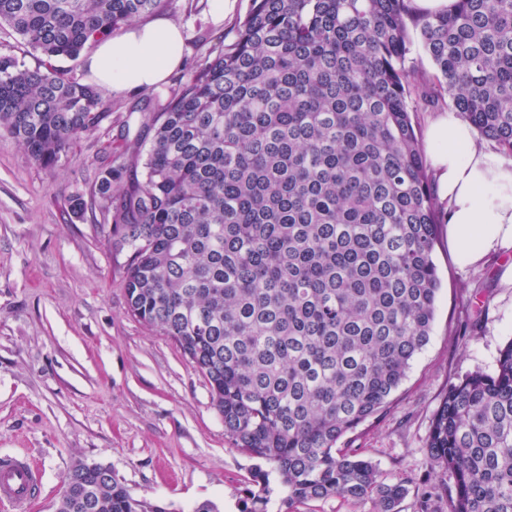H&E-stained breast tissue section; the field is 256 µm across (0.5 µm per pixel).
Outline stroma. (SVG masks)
<instances>
[{"label":"stroma","mask_w":512,"mask_h":512,"mask_svg":"<svg viewBox=\"0 0 512 512\" xmlns=\"http://www.w3.org/2000/svg\"><path fill=\"white\" fill-rule=\"evenodd\" d=\"M207 0H172L165 16L186 34L184 70L165 97L245 15L236 0L222 25L203 22ZM110 115L54 170L0 137V455L28 452L42 472L31 512H56L62 478L79 459L107 466L136 498L192 512L210 500L243 512L253 458L235 448L208 386L158 329L126 312L129 250L112 248L98 211L69 216L68 200L91 198L105 164L121 165L123 135L138 130V92L103 91ZM434 260L441 278L428 344L411 362L388 409L347 434L390 480L431 478L426 442L450 381L492 371L512 340V249L460 265L448 238Z\"/></svg>","instance_id":"1"}]
</instances>
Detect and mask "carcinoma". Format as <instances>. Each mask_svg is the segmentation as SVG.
Listing matches in <instances>:
<instances>
[{
    "label": "carcinoma",
    "instance_id": "1",
    "mask_svg": "<svg viewBox=\"0 0 512 512\" xmlns=\"http://www.w3.org/2000/svg\"><path fill=\"white\" fill-rule=\"evenodd\" d=\"M169 0H0V29L37 54L0 55V132L45 170L109 116L75 60ZM420 45L431 75L411 60ZM452 108L512 158V0H251L232 39L150 113L129 163L100 169L91 201L131 250L128 312L174 340L207 381L224 433L255 468L244 512L337 496L399 512L388 482L337 443L381 414L427 344L441 279L440 208L413 123ZM427 448L452 483L415 512H512V340L493 372L448 382ZM57 512H169L108 469L75 461Z\"/></svg>",
    "mask_w": 512,
    "mask_h": 512
}]
</instances>
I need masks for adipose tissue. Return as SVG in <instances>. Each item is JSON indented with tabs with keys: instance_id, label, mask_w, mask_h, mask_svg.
Masks as SVG:
<instances>
[{
	"instance_id": "obj_1",
	"label": "adipose tissue",
	"mask_w": 512,
	"mask_h": 512,
	"mask_svg": "<svg viewBox=\"0 0 512 512\" xmlns=\"http://www.w3.org/2000/svg\"><path fill=\"white\" fill-rule=\"evenodd\" d=\"M185 48L182 26L158 16L98 43L84 67L99 87L146 89L181 68ZM426 141L457 262L473 265L512 247V159L480 143L474 127L452 109L429 125Z\"/></svg>"
}]
</instances>
